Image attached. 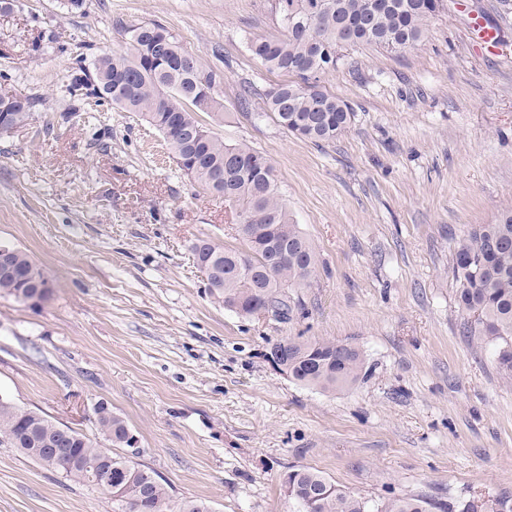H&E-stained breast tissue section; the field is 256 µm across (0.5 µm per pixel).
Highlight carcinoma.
Masks as SVG:
<instances>
[{
    "label": "carcinoma",
    "instance_id": "cac0c4a2",
    "mask_svg": "<svg viewBox=\"0 0 512 512\" xmlns=\"http://www.w3.org/2000/svg\"><path fill=\"white\" fill-rule=\"evenodd\" d=\"M443 0H275L281 28L272 39L256 40L251 52L270 71L299 78L264 92L267 110L288 131L315 144L336 138L350 123L351 108L322 90L321 77L336 70L348 46L378 44L401 52L420 42L424 26ZM129 47L98 55L91 65L74 58L77 75L67 86L78 101L105 99L123 112H134L159 131L177 168L204 192L245 215L237 226L242 248H226L208 236L190 246L193 265L209 270L210 295L220 304L253 302V286H267L271 310L288 315V292L308 288L318 266L309 239L289 217L277 187L275 169L246 144H226L201 114L221 115L224 75L193 64L189 53L158 22L126 29ZM12 272H0V295L36 308L50 295L43 270L24 251L0 245ZM461 312L458 333L471 346L489 347L498 375L512 383V207L494 223L477 224L457 243L450 265ZM288 377L322 391H342L360 378L363 358L349 344L334 341H284ZM100 432L113 446L127 447L131 430L118 415L94 408ZM0 447L15 448L45 468L87 483L112 497L113 512H162L165 486L150 468L124 454L97 447L86 435L52 421L43 411L24 409L0 394ZM50 448L66 453L53 457ZM112 466V489L89 479L88 466ZM288 499L296 512H479L462 501L457 508L419 495H398L373 504L346 491L317 471L288 472Z\"/></svg>",
    "mask_w": 512,
    "mask_h": 512
}]
</instances>
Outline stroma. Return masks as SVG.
<instances>
[{
    "label": "stroma",
    "mask_w": 512,
    "mask_h": 512,
    "mask_svg": "<svg viewBox=\"0 0 512 512\" xmlns=\"http://www.w3.org/2000/svg\"><path fill=\"white\" fill-rule=\"evenodd\" d=\"M273 3L0 10V91L41 99L0 134V243L33 256L51 289L38 308L0 297V394L101 446L93 408L107 404L173 506L294 512L283 489L293 468L379 503L512 498V385L459 336L448 270L457 242L512 205V0H445L415 48L348 50L321 86L354 116L319 145L265 109L264 90L284 76L250 43L278 36ZM476 16L497 28V51L475 40ZM149 20L223 72L213 130L273 164L317 252L289 320L214 302L189 245L207 234L235 246L223 198L195 187L140 117L67 92L76 55L125 46V28ZM297 337L357 347L359 381L336 392L296 383L271 351ZM0 512H112V501L0 447Z\"/></svg>",
    "instance_id": "1"
}]
</instances>
